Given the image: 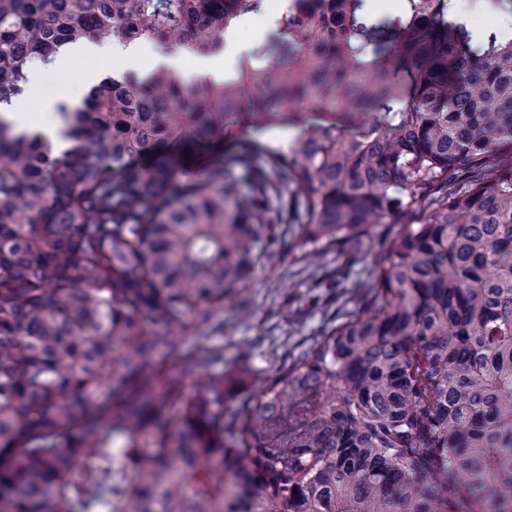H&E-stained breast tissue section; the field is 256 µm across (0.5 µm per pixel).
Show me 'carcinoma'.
<instances>
[{"mask_svg":"<svg viewBox=\"0 0 512 512\" xmlns=\"http://www.w3.org/2000/svg\"><path fill=\"white\" fill-rule=\"evenodd\" d=\"M404 2L293 0L224 79L107 75L55 137L3 116L35 62L216 54L263 0H0V512H512V38ZM386 223L356 308L257 400L224 408L219 350L161 368L188 314L248 317L274 225L347 282ZM296 134L293 128L271 127L262 134L261 141L269 150H286ZM401 225L399 224H375L372 229L370 242L367 238L364 239L363 245V256L365 257L363 266L371 268L373 265V261L378 252V243L387 235H394L399 229Z\"/></svg>","mask_w":512,"mask_h":512,"instance_id":"carcinoma-1","label":"carcinoma"}]
</instances>
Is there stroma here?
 Here are the masks:
<instances>
[{
	"instance_id": "35a3bbf8",
	"label": "stroma",
	"mask_w": 512,
	"mask_h": 512,
	"mask_svg": "<svg viewBox=\"0 0 512 512\" xmlns=\"http://www.w3.org/2000/svg\"><path fill=\"white\" fill-rule=\"evenodd\" d=\"M449 15L465 16L474 30L495 29L512 34V9L489 8L484 0H446ZM113 70L111 58L74 59L66 68L54 71L56 87L84 89L90 76H102ZM299 225L282 224L277 233L283 236L280 245L258 246L259 259L250 279L239 288V297L250 311L248 320H239L232 311L220 318L224 328L209 330L190 324L181 336L175 352L196 347L222 349L224 359L215 364V371L224 375V404L233 406L238 400L257 397L263 381L277 356L299 355L331 319L336 308L353 310L355 302L350 287L338 288L337 307H330L325 289L318 282L324 273L335 270L343 262L335 248L315 243V250L324 254L322 268L309 266L303 252L288 249L285 241L298 235ZM249 349V371H239L237 355Z\"/></svg>"
}]
</instances>
